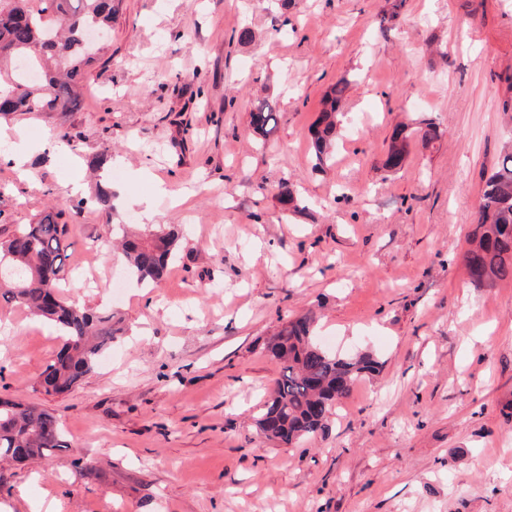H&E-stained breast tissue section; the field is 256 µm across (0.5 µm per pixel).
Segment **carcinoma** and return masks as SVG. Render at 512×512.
<instances>
[{
	"instance_id": "1",
	"label": "carcinoma",
	"mask_w": 512,
	"mask_h": 512,
	"mask_svg": "<svg viewBox=\"0 0 512 512\" xmlns=\"http://www.w3.org/2000/svg\"><path fill=\"white\" fill-rule=\"evenodd\" d=\"M116 0H0V114L77 112L91 68L106 54ZM348 81L340 79L324 94L323 109L311 128L317 164L330 158L339 133L340 103ZM275 105L261 100L250 125L264 136L276 126ZM440 139L435 123L393 133L385 167L399 169L411 139ZM112 186L96 185L90 203L112 217ZM69 204L55 205L35 222L0 239V301L16 304L61 329L63 345L39 380L47 394L72 390L112 348V315L70 305L60 296L74 242L65 220ZM181 241L175 228L149 229L123 240L129 277L156 282ZM462 263L472 284L491 288L512 280V145L485 181L471 247ZM270 351L280 366L269 398L257 419L260 431L294 445L326 427L329 415L352 393L359 379L377 371L369 353L344 356L314 336V318L300 315L273 338ZM70 448L59 419L46 411L0 399V460L47 459Z\"/></svg>"
}]
</instances>
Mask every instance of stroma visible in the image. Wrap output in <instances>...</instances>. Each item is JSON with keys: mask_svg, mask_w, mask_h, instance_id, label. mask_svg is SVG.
Here are the masks:
<instances>
[{"mask_svg": "<svg viewBox=\"0 0 512 512\" xmlns=\"http://www.w3.org/2000/svg\"><path fill=\"white\" fill-rule=\"evenodd\" d=\"M122 0L111 60L77 112L0 118V237L71 200L103 145L123 180L112 217L72 211L66 302L117 333L70 392H38L58 330L0 303V396L56 415L68 450L0 462V512H512V280L462 264L486 177L512 141V0ZM248 38H241V31ZM350 82L330 160L309 129ZM277 106L253 132L257 100ZM433 120L404 165L393 131ZM76 150L43 152L57 128ZM26 176L5 158L14 131ZM302 209L284 210L281 183ZM177 225L154 286L126 282L110 223ZM316 316L326 347L370 353L326 429L286 447L256 420L282 324ZM275 105L267 100L258 101L251 109L250 125L253 130L263 136H268L276 126ZM415 130L409 132L407 126L398 127L393 133L389 146L385 167L390 170H398L406 157L411 139L419 137L424 143L431 144L440 139V131L435 123H422Z\"/></svg>", "mask_w": 512, "mask_h": 512, "instance_id": "stroma-1", "label": "stroma"}]
</instances>
